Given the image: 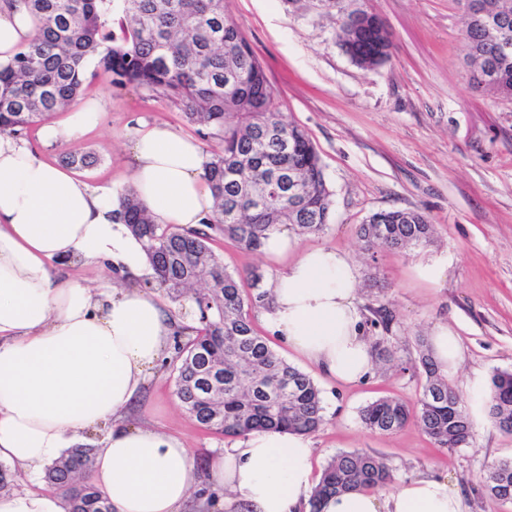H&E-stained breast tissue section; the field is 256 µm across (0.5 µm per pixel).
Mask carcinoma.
Instances as JSON below:
<instances>
[{
    "mask_svg": "<svg viewBox=\"0 0 512 512\" xmlns=\"http://www.w3.org/2000/svg\"><path fill=\"white\" fill-rule=\"evenodd\" d=\"M38 18L41 34L10 60L0 62V134L16 138L28 127L68 106L80 93L85 62L97 54L95 74L113 85L143 88L177 106L204 140L219 137L205 166L214 214L197 229L154 222L136 192L118 197L117 214L145 252L146 286L172 302H191L194 324L174 334L175 394L203 427L229 437L278 430L302 435L325 423L321 391L312 377L290 365L258 334L249 310L270 304L263 275L249 273L253 293L243 296L241 275L224 268L211 248L223 236L259 251L270 234L285 228L318 234L327 227L331 196L319 154L307 131L285 122L274 91L224 0H13ZM331 18L335 36L351 60L374 67L390 56L388 31L367 8L348 0H310ZM490 26H465L463 47L486 74L484 87L512 99V0H479ZM370 251L425 247L434 225L416 210L375 212L359 225ZM391 316L370 320L386 335L376 337L378 360ZM425 374L414 406L378 398L360 411L363 426L392 433L415 421L433 443L449 452L474 446L465 402L442 374L431 350H421ZM494 425L512 435V371L493 373L487 394ZM93 448L77 446L46 468L45 479L62 491L66 512H113L90 483L76 480L90 469ZM396 477L387 461L367 451H341L324 467L309 501L359 490L387 491ZM512 460L487 466V497L506 502Z\"/></svg>",
    "mask_w": 512,
    "mask_h": 512,
    "instance_id": "carcinoma-1",
    "label": "carcinoma"
}]
</instances>
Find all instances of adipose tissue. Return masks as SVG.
<instances>
[{
	"label": "adipose tissue",
	"instance_id": "obj_1",
	"mask_svg": "<svg viewBox=\"0 0 512 512\" xmlns=\"http://www.w3.org/2000/svg\"><path fill=\"white\" fill-rule=\"evenodd\" d=\"M30 12L0 0V61L39 33ZM131 182L155 223L196 229L211 216L207 152L165 124L141 125ZM116 194L51 165L19 139L0 135V462L32 488L0 495V512H66L64 496L41 487L44 467L102 424L87 479L115 512H185L202 482L226 491L225 512H305L318 477L310 440L249 434L205 465L178 437L130 427L124 417L163 357L177 321L153 293L94 291L56 276L54 261L102 260L136 273L144 255L116 218ZM268 256L292 254L270 280L269 330L324 376L363 380L374 358L362 334L357 268L324 246L295 251L271 236ZM321 512H465L448 481L415 478L382 493L361 490L324 500Z\"/></svg>",
	"mask_w": 512,
	"mask_h": 512
}]
</instances>
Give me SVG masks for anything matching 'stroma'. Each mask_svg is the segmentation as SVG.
<instances>
[{
  "label": "stroma",
  "mask_w": 512,
  "mask_h": 512,
  "mask_svg": "<svg viewBox=\"0 0 512 512\" xmlns=\"http://www.w3.org/2000/svg\"><path fill=\"white\" fill-rule=\"evenodd\" d=\"M390 34V57L366 68L341 47L331 21L306 0H224V12L263 66L285 121L305 128L321 159L333 193L327 228L301 235L299 248L331 246L347 252L358 270L357 293L364 318L387 309L395 321L397 358L355 386L320 373L326 422L312 434L316 468L340 451L367 450L383 456L397 480L432 474L454 484L466 512H512V504L482 497L486 465L512 458V435L501 433L489 415L475 427V445L455 452L437 448L415 424L382 435L366 430L359 412L391 397L415 403L424 381L415 370L417 337L448 323L462 361L447 378L467 408L477 403L474 379L490 381L494 370H512V100L470 80L463 51L464 0H366ZM98 121L69 145H49L41 125L24 142L49 163L67 154L94 156L79 171L97 187L128 188L131 141L142 123H163L188 135L196 128L176 106L130 86L90 77L56 124L69 122L94 100ZM417 210L434 224L433 245L411 251L365 250L357 234L378 211ZM216 254L227 271L272 275L276 261L262 252L217 239ZM438 267V282L419 269ZM174 348H167L128 420L179 437L197 463L231 445V438L201 427L174 394Z\"/></svg>",
  "instance_id": "stroma-1"
}]
</instances>
